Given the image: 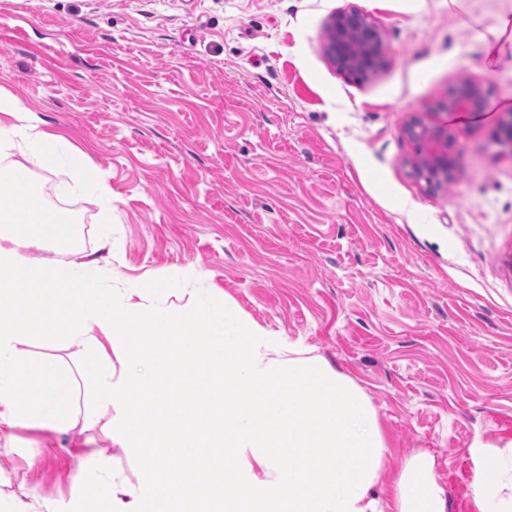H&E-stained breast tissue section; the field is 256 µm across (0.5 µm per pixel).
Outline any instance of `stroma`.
Wrapping results in <instances>:
<instances>
[{"label":"stroma","instance_id":"obj_1","mask_svg":"<svg viewBox=\"0 0 512 512\" xmlns=\"http://www.w3.org/2000/svg\"><path fill=\"white\" fill-rule=\"evenodd\" d=\"M347 8L383 32L367 79L322 51ZM504 14L512 0H0V97L111 187L106 245L69 172L31 169L46 206L88 213L84 254L149 284L195 265L369 396L387 471L428 450L448 512H475L485 454L512 444V150L493 139L512 112ZM466 79L487 91L476 119L441 107ZM417 114L456 134L460 165L437 191L413 172ZM89 438L139 483L144 462L103 427H19L0 431V491L23 481L74 512Z\"/></svg>","mask_w":512,"mask_h":512}]
</instances>
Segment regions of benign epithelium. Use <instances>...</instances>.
Returning a JSON list of instances; mask_svg holds the SVG:
<instances>
[{
  "mask_svg": "<svg viewBox=\"0 0 512 512\" xmlns=\"http://www.w3.org/2000/svg\"><path fill=\"white\" fill-rule=\"evenodd\" d=\"M327 30L324 53L338 71L363 79L380 70L384 63V40L381 28L369 15L355 9L340 10L332 15ZM485 96L482 83L466 80L442 108L447 112H477ZM407 134L417 146L415 176L429 189L451 182L459 162L454 131L446 126H431L417 115L408 124ZM496 140L512 148V112L501 116Z\"/></svg>",
  "mask_w": 512,
  "mask_h": 512,
  "instance_id": "obj_1",
  "label": "benign epithelium"
}]
</instances>
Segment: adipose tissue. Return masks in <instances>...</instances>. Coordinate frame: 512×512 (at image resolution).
<instances>
[{
    "label": "adipose tissue",
    "mask_w": 512,
    "mask_h": 512,
    "mask_svg": "<svg viewBox=\"0 0 512 512\" xmlns=\"http://www.w3.org/2000/svg\"><path fill=\"white\" fill-rule=\"evenodd\" d=\"M0 121V430L22 425L55 434L92 428L108 416L113 443L152 449L149 475L133 486L105 471L104 449H91L74 483L80 495L97 492L112 512H198L215 496L195 478L165 481L166 452L187 449L224 462V512H379L370 489L380 478L384 437L368 396L348 376L303 349L245 321L223 293L205 285L194 265L174 274L188 287L130 282L103 287L111 272L100 259H80L32 270L22 250L53 224L32 209L30 167H64L73 189L102 213L112 195L98 168L72 152L65 138L42 129L36 113L8 110ZM49 350L33 355L36 338ZM211 360L203 380L220 407L205 425L192 402L170 414L157 397L173 369L186 378L192 350ZM435 459L422 450L393 480L390 512H448L437 487ZM478 512H512V476L475 475Z\"/></svg>",
    "instance_id": "obj_1"
}]
</instances>
